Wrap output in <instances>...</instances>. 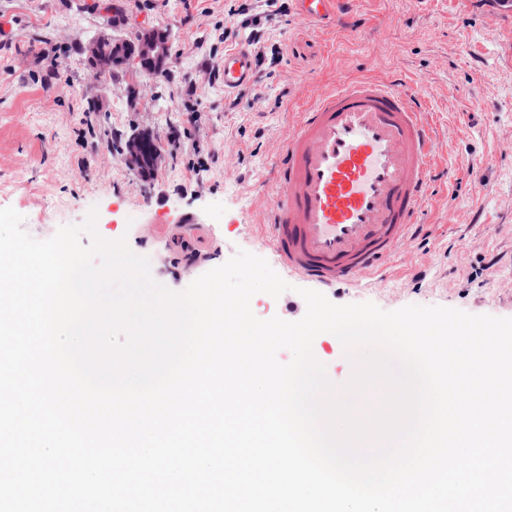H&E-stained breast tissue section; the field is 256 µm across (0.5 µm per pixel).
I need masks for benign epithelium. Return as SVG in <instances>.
<instances>
[{"label":"benign epithelium","mask_w":512,"mask_h":512,"mask_svg":"<svg viewBox=\"0 0 512 512\" xmlns=\"http://www.w3.org/2000/svg\"><path fill=\"white\" fill-rule=\"evenodd\" d=\"M108 43L112 44L113 65L116 67L126 65L133 57L138 62L146 61L153 64L154 69L148 71V74L158 76L161 70L169 68L173 59L170 35L159 26L143 28L132 41H117L112 36L103 34L82 46L89 70L98 77L105 75V68L101 66L99 59L102 47ZM124 152L136 169L143 165L146 158L157 162L159 155L152 136L147 132L127 140Z\"/></svg>","instance_id":"benign-epithelium-1"}]
</instances>
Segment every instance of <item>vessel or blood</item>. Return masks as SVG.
Masks as SVG:
<instances>
[{
	"label": "vessel or blood",
	"mask_w": 512,
	"mask_h": 512,
	"mask_svg": "<svg viewBox=\"0 0 512 512\" xmlns=\"http://www.w3.org/2000/svg\"><path fill=\"white\" fill-rule=\"evenodd\" d=\"M299 20L336 25L351 0H296ZM224 91L255 80L245 49L224 56ZM440 149L408 81L344 79L297 112L280 140L263 241L292 272L326 288L359 284L416 235Z\"/></svg>",
	"instance_id": "vessel-or-blood-1"
}]
</instances>
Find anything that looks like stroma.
Here are the masks:
<instances>
[{
    "label": "stroma",
    "mask_w": 512,
    "mask_h": 512,
    "mask_svg": "<svg viewBox=\"0 0 512 512\" xmlns=\"http://www.w3.org/2000/svg\"><path fill=\"white\" fill-rule=\"evenodd\" d=\"M233 5L0 0V208L23 215L38 240L96 211L98 234L148 257L152 278L175 292L237 251L251 252L291 286L276 299L255 295L253 313L297 321L308 282L258 240L273 151L296 112L335 88L338 76H398L426 101L441 142L422 233L375 284L324 294L338 305L443 306L512 318V20L487 22L493 0H354L351 24L336 27L264 17L265 62L233 100L221 78L209 76L239 43ZM142 22L168 29L169 74L93 77L82 44L103 33L134 39ZM44 47L54 48V62L39 59ZM135 79L145 95L134 107L125 89ZM144 131L163 148L147 182L122 151ZM185 242L202 262H184Z\"/></svg>",
    "instance_id": "1"
}]
</instances>
